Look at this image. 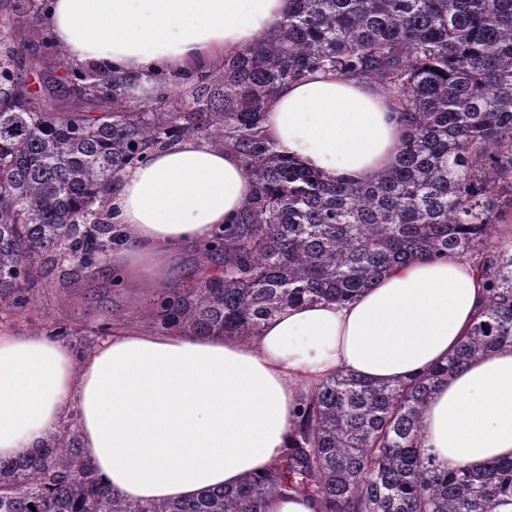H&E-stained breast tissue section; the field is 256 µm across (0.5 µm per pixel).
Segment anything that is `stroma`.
<instances>
[{
  "label": "stroma",
  "mask_w": 512,
  "mask_h": 512,
  "mask_svg": "<svg viewBox=\"0 0 512 512\" xmlns=\"http://www.w3.org/2000/svg\"><path fill=\"white\" fill-rule=\"evenodd\" d=\"M153 291L147 286L123 288L113 285L107 276H82L66 284L58 277L44 281L35 290L33 304L25 315L0 312V323L26 332L57 323L79 328V335L70 337V346L88 352L102 339L97 327L104 322L147 326L152 310Z\"/></svg>",
  "instance_id": "35a3bbf8"
}]
</instances>
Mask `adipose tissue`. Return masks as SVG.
<instances>
[{"label":"adipose tissue","instance_id":"1","mask_svg":"<svg viewBox=\"0 0 512 512\" xmlns=\"http://www.w3.org/2000/svg\"><path fill=\"white\" fill-rule=\"evenodd\" d=\"M288 0H48L44 24L79 69L183 73L260 40ZM277 149L328 181L392 167L406 129L372 83L316 72L282 86L263 121ZM253 193L241 159L188 137L125 169L107 195L123 242L108 272L164 284L172 248L238 223ZM484 292L474 263L395 266L346 304L284 308L257 342L116 325L87 355L0 328V458L29 452L68 415L86 456L124 498L185 499L266 470L293 441L306 395L337 371L383 382L445 360ZM436 464L512 458V346L451 375L422 419Z\"/></svg>","mask_w":512,"mask_h":512}]
</instances>
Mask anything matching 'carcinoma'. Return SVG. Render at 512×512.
Returning a JSON list of instances; mask_svg holds the SVG:
<instances>
[{"label": "carcinoma", "mask_w": 512, "mask_h": 512, "mask_svg": "<svg viewBox=\"0 0 512 512\" xmlns=\"http://www.w3.org/2000/svg\"><path fill=\"white\" fill-rule=\"evenodd\" d=\"M33 0H0V308L28 310L48 269L95 274L122 238L104 193L150 150L202 136L254 183L240 222L205 246L195 288H161L159 329L258 337L286 306L343 303L388 269L456 254L486 296L448 360L412 380L338 372L307 399L301 431L270 469L234 488L142 506L115 493L81 446L77 419L0 459V512H266L297 495L316 512H512V458L442 470L422 447L438 385L512 346V0H288L252 47L202 73H158L145 102L133 72L47 66ZM317 71L380 86L406 128L396 165L328 182L280 153L261 123L278 89Z\"/></svg>", "instance_id": "carcinoma-1"}]
</instances>
